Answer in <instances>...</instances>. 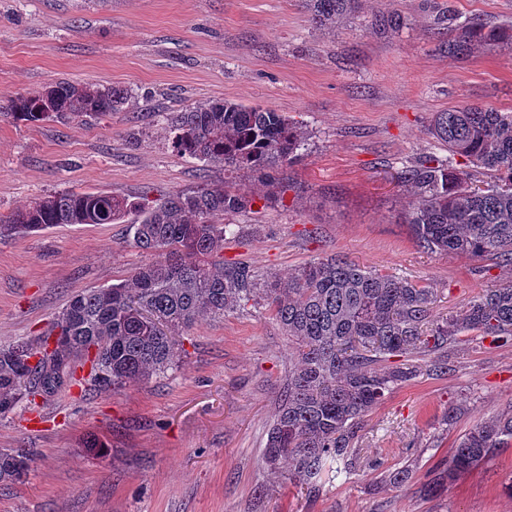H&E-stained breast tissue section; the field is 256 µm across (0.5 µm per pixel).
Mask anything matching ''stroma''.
Listing matches in <instances>:
<instances>
[{
	"mask_svg": "<svg viewBox=\"0 0 512 512\" xmlns=\"http://www.w3.org/2000/svg\"><path fill=\"white\" fill-rule=\"evenodd\" d=\"M397 12L399 27H382ZM475 18L512 25V0H358L335 29L304 0H0V215L45 195L103 191L156 200L250 171L178 155L167 119L212 100L285 113L307 135L280 200L229 216L224 257L287 275L336 255L430 288L442 319L512 267L419 247L399 175L447 159L436 113L512 110V46L446 43ZM64 80L130 95L120 112L30 124L4 114L17 94ZM151 259L128 223L62 224L0 240V346L36 339L80 292L127 279ZM167 374L106 394L65 388L0 417V451L31 448L22 481L0 483V512H512V448L420 496L459 436L512 411V344L456 343L451 369L395 389L364 419L346 478L310 494L262 457L292 348L261 305L198 322ZM107 446L86 451L88 436ZM407 465L396 488L389 470Z\"/></svg>",
	"mask_w": 512,
	"mask_h": 512,
	"instance_id": "obj_1",
	"label": "stroma"
}]
</instances>
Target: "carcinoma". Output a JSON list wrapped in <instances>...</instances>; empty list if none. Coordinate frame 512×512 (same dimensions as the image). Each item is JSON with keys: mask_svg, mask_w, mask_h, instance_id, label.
I'll use <instances>...</instances> for the list:
<instances>
[{"mask_svg": "<svg viewBox=\"0 0 512 512\" xmlns=\"http://www.w3.org/2000/svg\"><path fill=\"white\" fill-rule=\"evenodd\" d=\"M311 20L333 28L357 0H306ZM448 52L474 43L512 44V28L469 20L452 29ZM126 92L101 84L55 81L14 98L8 113L38 123L120 112ZM173 149L226 171H273L257 198L276 201L304 131L282 112L209 101L170 117ZM433 134L463 162L428 157L402 171L411 197L405 223L419 246L451 256L488 258L512 266V111L464 106L438 112ZM491 175L470 185L469 168ZM254 198L229 185L204 182L153 203L105 192L62 191L0 217V236L58 224H115L131 218L135 245L155 255L126 280L74 295L35 343L0 347V416L36 393L27 390L19 357L35 359L30 383L41 394L86 382L109 391L147 381L180 361L178 336L204 318H222L250 301L262 304L294 349L295 365L268 430L263 453L273 472L314 492L350 472L364 417L393 390L448 370V348L462 334L492 344L512 341V281L486 288L442 322H433L430 289L336 256L314 258L283 279L224 259L235 237L224 216L251 209ZM63 340L49 350L52 336ZM512 448V414L481 422L460 436L448 463L420 488L438 495L460 475ZM30 449L0 451V482L27 475Z\"/></svg>", "mask_w": 512, "mask_h": 512, "instance_id": "carcinoma-1", "label": "carcinoma"}]
</instances>
